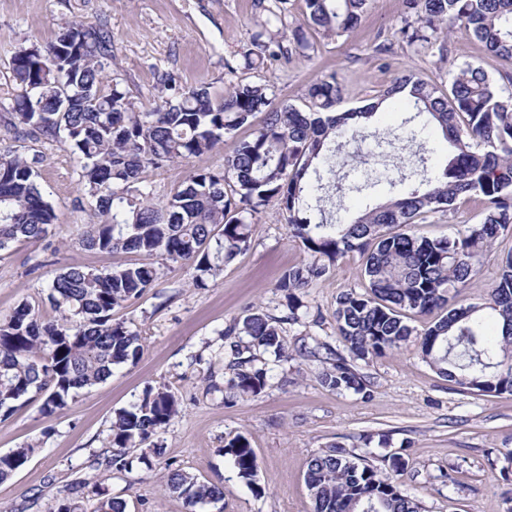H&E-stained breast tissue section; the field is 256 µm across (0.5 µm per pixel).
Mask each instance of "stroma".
I'll list each match as a JSON object with an SVG mask.
<instances>
[{
    "label": "stroma",
    "mask_w": 512,
    "mask_h": 512,
    "mask_svg": "<svg viewBox=\"0 0 512 512\" xmlns=\"http://www.w3.org/2000/svg\"><path fill=\"white\" fill-rule=\"evenodd\" d=\"M264 11L255 0H0V100L8 91V64L21 46L54 40L68 20L106 21L112 32V77L149 104L163 91L158 76L168 73L182 86L208 84L223 94L237 80L273 84L279 98L303 106L308 85L335 75L342 87V109L369 104L397 76L412 73L439 87L459 68H482L503 93L512 92V60L488 55L482 44L456 32L446 49L410 45L398 34L400 0H371L361 23L336 39L306 28L308 56L276 66L245 68L249 37ZM244 126L226 136L223 147L200 157L149 169L145 180L155 198H165L191 172L220 171ZM37 182L58 220L43 240H25L0 253V316L22 300L38 302L60 268L79 263L105 269L137 261L134 253L108 255L78 246L82 225L93 210L81 202L76 162L59 143L43 145ZM363 162L345 170L334 191V219L357 213L405 192V185L376 184L391 163L395 145L362 144ZM477 198L463 196L447 211L427 214L415 224L417 235L455 236L481 223ZM251 245L225 264L207 287L191 283L185 265L155 260L159 278L135 304L115 309L114 319L138 330L143 353L136 364L82 391L67 407L43 416L32 400L0 421V453L27 445L36 451L0 483V512H56L65 485L103 480L109 496L126 500L127 512H186L165 485L169 470L181 469L224 489V512H313L304 474L313 453L332 446L368 455L376 466L400 454L409 465L401 488L416 498L422 512H512V395H486L452 385L418 354L414 341L370 360L354 361L364 377L363 394L328 388L319 381L325 365L297 356L301 347L325 342L338 353L347 348L336 334L337 298L364 289L362 254H345L334 269L301 298L307 307L299 322L283 326L293 358L271 365L265 390L255 398H224L230 375L224 370L219 330L260 306L275 316L287 314L277 284L307 254L292 238L277 204H269L250 227ZM512 251V229L504 231L482 270L466 291L470 303H483L495 282L503 255ZM218 391H211V384ZM166 387L183 410L151 440L154 454L131 469L109 467V429L115 412L129 407L146 388ZM245 436L259 461L262 495L238 479L224 455L225 443Z\"/></svg>",
    "instance_id": "1"
}]
</instances>
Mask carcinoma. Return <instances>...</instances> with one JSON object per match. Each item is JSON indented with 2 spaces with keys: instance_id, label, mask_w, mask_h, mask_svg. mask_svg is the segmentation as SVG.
I'll return each mask as SVG.
<instances>
[{
  "instance_id": "cac0c4a2",
  "label": "carcinoma",
  "mask_w": 512,
  "mask_h": 512,
  "mask_svg": "<svg viewBox=\"0 0 512 512\" xmlns=\"http://www.w3.org/2000/svg\"><path fill=\"white\" fill-rule=\"evenodd\" d=\"M371 0H303L305 23L327 37L353 29ZM399 33L409 44H433L459 28L496 57L512 59V0H401ZM288 0L258 6L266 17L254 23L245 65L306 55L311 45L301 25L288 20ZM112 66V38L104 21L63 23L45 46H21L11 57L10 103L0 107V127L16 141L60 142L77 161L85 199L95 203V224L85 225L79 243L103 253L136 252L164 257L193 270L198 288L219 275L224 264L250 248L249 224L270 203L282 210L289 234L301 241L308 258L286 272L277 288L287 292L288 316L276 318L249 309L218 332L224 337L232 371L231 388L256 397L267 386L269 368L258 354L289 359L281 324L298 322L307 288L349 252L366 255L364 291L351 289L336 300V333L355 359L367 360L398 350L416 335L419 354L454 385L489 394L512 395V252L501 259L499 278L483 304L450 307L479 276L486 253L512 226V94L479 67L467 65L453 77L448 92L412 75L396 79L377 101L341 111L336 77L319 79L307 90L303 110L275 102L266 83H233L216 97L201 84L178 87L161 104L137 101L117 79L104 84ZM402 97L410 115L392 131L394 140L418 146L414 166L399 183L415 182L407 194L365 209L347 224L326 217L329 187L339 186L343 164L332 144L358 142L378 133L365 131L384 101ZM264 119L251 137L237 142L224 170H198L166 200L156 203L145 184V169L161 168L211 152L224 137ZM440 128L454 148L443 171L428 166L427 147L413 126L417 118ZM40 151L27 159L0 153V251L20 240H38L55 223L56 213L36 181ZM461 195L482 203L484 219L452 239L418 237L411 230L426 213L441 211ZM157 280L153 263L134 262L99 270L70 264L56 273L49 288L51 312L24 301L0 318V420L15 403L32 394L41 412L67 406L77 390L91 388L121 364L136 362L139 333L112 311L137 300ZM448 308V314L416 332L405 321ZM492 319L498 334H487ZM331 360L321 382L336 390L363 393L360 375L327 344ZM181 412L166 388L144 391L110 426L114 448L110 465L132 467L129 450L148 441ZM34 447L0 455V481L21 469ZM237 476L254 491L259 463L248 440L236 436L224 446ZM382 469L365 459L326 448L313 454L304 475L313 512H421L403 493L400 476L407 461L389 457ZM168 490L191 506L223 512L224 491L198 476L174 471ZM98 497L96 512H126V503L106 496L101 486L83 484Z\"/></svg>"
}]
</instances>
